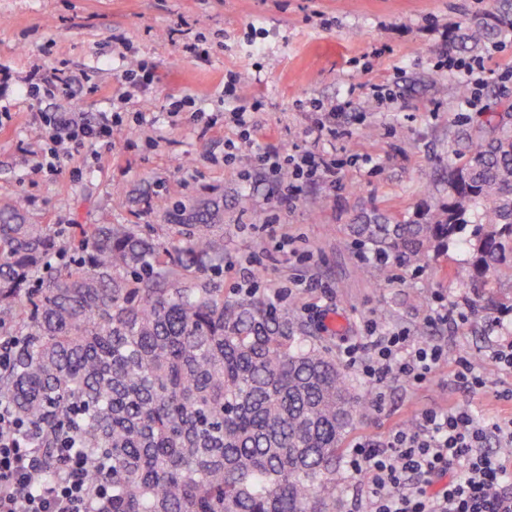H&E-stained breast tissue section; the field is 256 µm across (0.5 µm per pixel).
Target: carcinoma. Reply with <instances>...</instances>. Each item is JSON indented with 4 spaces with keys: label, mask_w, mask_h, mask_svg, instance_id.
Listing matches in <instances>:
<instances>
[{
    "label": "carcinoma",
    "mask_w": 512,
    "mask_h": 512,
    "mask_svg": "<svg viewBox=\"0 0 512 512\" xmlns=\"http://www.w3.org/2000/svg\"><path fill=\"white\" fill-rule=\"evenodd\" d=\"M498 3L454 43L498 36L512 0ZM199 217L179 204L162 237L78 224L66 241L0 203V332L15 337L0 398L43 429L47 455L76 439L92 484L109 487L94 512H336V456L367 400L288 310L224 296V225ZM347 231L408 264L463 248L461 281L512 271V123L487 119L438 208L372 212Z\"/></svg>",
    "instance_id": "1"
}]
</instances>
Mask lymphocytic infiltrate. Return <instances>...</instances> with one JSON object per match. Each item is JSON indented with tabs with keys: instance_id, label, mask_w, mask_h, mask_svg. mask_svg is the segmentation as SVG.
Returning a JSON list of instances; mask_svg holds the SVG:
<instances>
[{
	"instance_id": "lymphocytic-infiltrate-1",
	"label": "lymphocytic infiltrate",
	"mask_w": 512,
	"mask_h": 512,
	"mask_svg": "<svg viewBox=\"0 0 512 512\" xmlns=\"http://www.w3.org/2000/svg\"><path fill=\"white\" fill-rule=\"evenodd\" d=\"M252 112L243 104L226 116L250 142L254 169L288 172L282 200H295L299 180L335 183L340 168L335 157L298 146L290 152L271 150L253 142ZM39 120L52 161L85 147L111 146L121 124L114 112L94 122L73 112H43ZM443 358L440 346L374 321L341 352L342 361L360 371L376 392L391 376L413 386L426 383ZM491 438L511 448L512 420L481 419L470 406L457 404L423 408L415 427L356 442L347 466L366 490L364 512H512V468L486 451ZM39 441L37 431L0 405V512H93L81 449H57L54 478L32 489L31 477L44 463Z\"/></svg>"
}]
</instances>
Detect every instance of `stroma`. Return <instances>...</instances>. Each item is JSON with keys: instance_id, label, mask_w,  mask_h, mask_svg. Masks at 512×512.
<instances>
[{"instance_id": "35a3bbf8", "label": "stroma", "mask_w": 512, "mask_h": 512, "mask_svg": "<svg viewBox=\"0 0 512 512\" xmlns=\"http://www.w3.org/2000/svg\"><path fill=\"white\" fill-rule=\"evenodd\" d=\"M494 10V0H0V202L22 199L32 224L71 233L76 224H163L177 202L194 204L224 227L226 294L251 275L256 296L289 308L332 352L362 335L367 322L407 329L443 345L445 360L414 387L392 378L383 408L362 411L345 439L380 438L415 422L426 406L470 404L483 417L512 418V371L489 360L512 339V275L497 290L506 306L485 305L484 290L452 277L466 254L452 249L428 266L385 267L359 259L347 237L356 215L378 209L411 218L445 201L449 162L468 155L469 134L487 112L512 104V39L460 51L452 41L465 21ZM195 43L209 53L187 52ZM156 67L162 78L146 98L124 105L126 137L98 158L89 150L39 167L48 144L38 115L75 111L88 121L111 111L125 67L120 52ZM483 61L491 77L473 107L457 96L446 59ZM64 66L76 76L73 100L28 92L34 69ZM241 74L242 99H258L259 143L305 145L318 120L313 104L351 97L344 132L321 147L340 160L335 184L304 183L283 202L278 175L253 170L238 131L218 110L227 73ZM393 88L394 107L376 104L372 85ZM185 100L180 112L172 104ZM309 281L291 290L295 280ZM465 312L451 327L431 324L434 296ZM469 354L486 384L462 388L456 359Z\"/></svg>"}]
</instances>
